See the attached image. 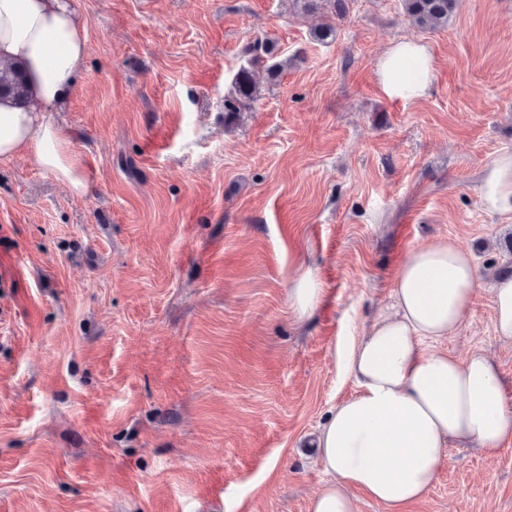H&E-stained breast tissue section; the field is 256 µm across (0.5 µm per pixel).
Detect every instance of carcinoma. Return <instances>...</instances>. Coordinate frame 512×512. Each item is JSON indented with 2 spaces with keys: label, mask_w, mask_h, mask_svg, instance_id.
<instances>
[{
  "label": "carcinoma",
  "mask_w": 512,
  "mask_h": 512,
  "mask_svg": "<svg viewBox=\"0 0 512 512\" xmlns=\"http://www.w3.org/2000/svg\"><path fill=\"white\" fill-rule=\"evenodd\" d=\"M458 0H401L402 9L409 21L422 29H435L448 24L454 14ZM247 65L236 74L232 89L224 96V111L240 112L251 106L256 98L259 75L269 80L278 78L288 61L277 58L274 42L257 40L244 48ZM12 97L22 103L26 96L24 70L9 61L0 60V99Z\"/></svg>",
  "instance_id": "cac0c4a2"
}]
</instances>
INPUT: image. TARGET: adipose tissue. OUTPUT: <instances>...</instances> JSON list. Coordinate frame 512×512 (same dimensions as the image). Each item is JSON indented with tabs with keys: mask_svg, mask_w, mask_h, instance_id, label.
Instances as JSON below:
<instances>
[{
	"mask_svg": "<svg viewBox=\"0 0 512 512\" xmlns=\"http://www.w3.org/2000/svg\"><path fill=\"white\" fill-rule=\"evenodd\" d=\"M88 51L76 0H0V59L24 65L29 96L25 106L0 100V161L34 153L78 195L88 185L54 114ZM436 69L428 46L412 40L392 43L376 62L383 94L406 101L426 94ZM478 193L492 213L512 220V152L484 166ZM478 286L472 256L453 241L416 246L402 259L390 304L350 349L357 392L318 434L317 462L331 479L312 512H356L357 490L388 512H405L434 485L450 443L492 454L512 440V398L497 361L435 348L468 319Z\"/></svg>",
	"mask_w": 512,
	"mask_h": 512,
	"instance_id": "obj_1",
	"label": "adipose tissue"
}]
</instances>
